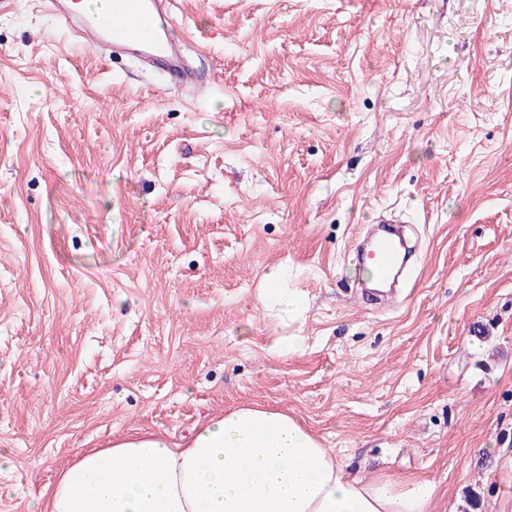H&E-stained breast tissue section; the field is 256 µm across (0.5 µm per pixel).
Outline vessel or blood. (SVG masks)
Returning <instances> with one entry per match:
<instances>
[{
  "label": "vessel or blood",
  "mask_w": 512,
  "mask_h": 512,
  "mask_svg": "<svg viewBox=\"0 0 512 512\" xmlns=\"http://www.w3.org/2000/svg\"><path fill=\"white\" fill-rule=\"evenodd\" d=\"M108 10L96 15H84L67 0H47L46 10L59 25L95 50L114 53L133 52L148 64L162 67L178 79L181 87H190L193 78L180 63L186 40L169 38L172 0H110ZM158 24L155 39L146 42L140 36L145 18ZM354 257L370 268L375 286L360 285L361 296L389 299L396 295L408 277L410 248L402 231L389 222H382L360 236L354 247Z\"/></svg>",
  "instance_id": "obj_1"
}]
</instances>
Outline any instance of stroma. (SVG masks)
<instances>
[{
  "label": "stroma",
  "instance_id": "obj_1",
  "mask_svg": "<svg viewBox=\"0 0 512 512\" xmlns=\"http://www.w3.org/2000/svg\"><path fill=\"white\" fill-rule=\"evenodd\" d=\"M198 97L0 0V512L259 403L353 476L512 512V0H176ZM397 302L354 288L380 215ZM306 304L281 327L269 269ZM304 348L278 356L276 337ZM379 222L360 236L354 247V257L365 268L372 269V277L385 283V290L361 284L358 292L362 297L376 296L391 299L408 277L410 247L402 231L392 225Z\"/></svg>",
  "mask_w": 512,
  "mask_h": 512
}]
</instances>
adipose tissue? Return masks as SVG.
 Instances as JSON below:
<instances>
[{
	"label": "adipose tissue",
	"instance_id": "ef3b65f1",
	"mask_svg": "<svg viewBox=\"0 0 512 512\" xmlns=\"http://www.w3.org/2000/svg\"><path fill=\"white\" fill-rule=\"evenodd\" d=\"M273 268L259 293L283 321L302 301ZM426 480L365 481L287 413L243 405L179 446L141 432L76 454L44 491L42 512H431Z\"/></svg>",
	"mask_w": 512,
	"mask_h": 512
}]
</instances>
